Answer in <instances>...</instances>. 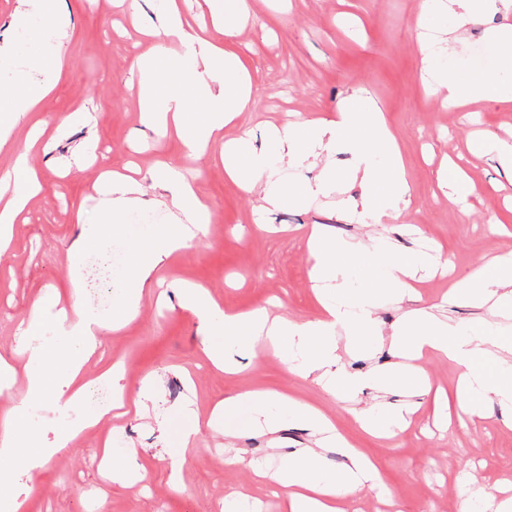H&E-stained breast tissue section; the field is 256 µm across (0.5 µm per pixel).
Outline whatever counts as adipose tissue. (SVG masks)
I'll return each mask as SVG.
<instances>
[{
  "label": "adipose tissue",
  "instance_id": "1",
  "mask_svg": "<svg viewBox=\"0 0 512 512\" xmlns=\"http://www.w3.org/2000/svg\"><path fill=\"white\" fill-rule=\"evenodd\" d=\"M165 8L150 33L176 40L181 54L169 57L163 44L138 56L141 76L138 104L149 120L163 132L175 135L188 153L205 151L223 142L224 174L246 194L260 193L261 207L310 203L328 196L340 179L332 162L346 153L353 164L348 177L357 183L358 197L342 203V209L361 224L384 225L408 217L413 187L405 176L398 140L380 106L364 89L343 99L334 114L301 117L267 132V144L252 148L253 131L241 127V113L254 111L256 99L252 77L241 57L230 51L239 31L251 21L250 0H205L214 27L224 38L213 41L184 22L178 0H164ZM512 10V0H422L414 19V30L428 94L442 96L451 108H464L491 100L512 103V31L493 34L487 41L494 50L491 68H473L464 78L451 77L447 60L469 27L482 24L487 15ZM69 16L60 0H19L12 17L13 34L0 38V73H10L7 86L0 87V149L8 145L13 126L30 113L39 111L42 101L54 90L62 71L64 42ZM31 29L41 34L37 58L27 57L18 33ZM40 76L32 78L30 66ZM174 72H190L192 88L170 82L165 93H155L156 81ZM238 126L235 139L225 140L224 129ZM316 169L314 178L295 183L286 181L283 169ZM155 186L170 197L163 206L167 221L143 229L138 244L127 253L128 261L118 290L121 311L104 315L86 306L80 295H72L68 308H61L59 296L45 298L23 329L37 335L27 345V395L0 422V512H22L23 500L14 487L21 476L33 475L44 461L69 441L86 431L101 428L111 416L102 409L70 423L69 414L90 386L86 364L96 353L105 331L118 329L139 311L143 291L156 267L185 247L195 235L205 232L213 213L198 188L186 181L172 166L157 168L151 175ZM96 189L104 205L101 224L83 225L73 241L69 258L73 272H80L89 243L101 244L102 224L120 235L129 216L153 208L144 199L140 182L117 171L101 174ZM41 190L28 153L17 154L10 171L0 175V252L5 251L15 224L28 202ZM362 242L333 237L326 225L311 227L308 251L310 277L319 282L317 298L320 318L308 322L269 321L266 309L227 312L201 288H186L181 303L200 321L208 338L203 352L216 367L231 370L236 354L266 341L295 360L296 371L321 384L329 394L343 392L357 396L362 388L379 394L404 390L409 400L400 410L385 412L367 408L358 421L369 434L388 439L409 425L422 404H430L437 422L446 424L452 413L468 421L487 419L500 408L502 422L512 426V343L502 339L501 320L512 313V255L495 258L486 267L455 278L448 288L449 304L460 301L488 307L491 316L465 327L439 317L433 308L420 306L411 282L427 258L413 252L402 254L381 240L376 253L372 288L351 292L352 269L347 257L361 253ZM406 304L407 309L390 333H382L376 308L380 299ZM345 331L348 345L363 349L388 343L394 360L366 374L344 371L338 352L337 333ZM434 353L456 364L459 374L453 394L433 390L421 360ZM51 404L62 426L54 440H47L37 424L36 411ZM254 413L257 429L277 435L287 423L309 430L313 446L290 451L275 471L258 467L259 483L275 482L288 503V512H342L344 500L376 489L373 463L336 429L315 404L283 393L254 388L224 397L212 412L213 418H232L240 410ZM339 448L344 466L330 471L322 453Z\"/></svg>",
  "mask_w": 512,
  "mask_h": 512
}]
</instances>
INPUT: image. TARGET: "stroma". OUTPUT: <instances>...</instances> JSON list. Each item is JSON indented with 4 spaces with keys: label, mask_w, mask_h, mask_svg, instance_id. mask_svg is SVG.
Instances as JSON below:
<instances>
[{
    "label": "stroma",
    "mask_w": 512,
    "mask_h": 512,
    "mask_svg": "<svg viewBox=\"0 0 512 512\" xmlns=\"http://www.w3.org/2000/svg\"><path fill=\"white\" fill-rule=\"evenodd\" d=\"M252 22L232 49L252 68L257 109L243 113L260 146L268 125L292 115L317 117L334 111L351 88H366L379 102L398 136L406 176L414 197L408 230L391 233L395 247L418 248L425 233L463 274L493 256L512 253V235L493 236L490 222L512 225V176L497 160L473 153L476 140H512V105L483 101L458 111L428 95L421 79L413 22L420 0H250ZM70 15L64 68L54 91L33 120L21 121L9 149L0 151V172L25 151L32 122L44 134L30 153L42 181L23 220L15 224L9 247L0 254V362L22 369L25 361L20 324L38 300L74 288L68 252L81 225L100 220L93 189L101 170L134 163L147 197L160 190L148 180L161 165L177 167L194 182L214 213L206 234L191 240L160 264L146 286L139 312L125 327L106 333L103 346L87 365L97 374L110 359L123 362L119 382L125 400L137 396L141 380L160 379L148 399V412L115 420L121 447L137 450L142 474L127 486L89 465L83 449L97 447L99 434L84 433L68 449L50 457L18 490L25 512H221L225 499L249 492L261 512H285L282 496L269 485L256 486L253 466L278 467L293 448L311 436L292 425L279 447L250 431L248 413L208 426L213 405L224 396L251 388L294 395L320 406L338 428L377 467L380 493L349 499L346 512H460L464 487H492L512 478V429L499 418L475 424H434L429 409L417 413L394 443L364 432L354 417L371 407L368 389L346 401L325 393L312 379L292 372L284 357L261 346L241 354L237 373L212 368L202 352L198 320L181 305V290L207 288L227 311L267 307L272 314L304 322L321 307L309 279L311 262L306 230L329 225L342 239L367 246L351 261L352 289L373 287V247L382 233L338 212L337 198L357 195L341 183L337 197L305 208L265 212L257 195L243 194L224 176L220 145L201 157L186 156L181 143L149 128L130 85L142 36L127 18L125 0H62ZM85 112L83 123L66 124L71 113ZM463 156L478 194L448 201L437 186L443 156ZM193 402L200 433L180 447L178 411ZM244 455L252 467L230 460ZM179 476L181 491L169 488Z\"/></svg>",
    "instance_id": "obj_1"
}]
</instances>
